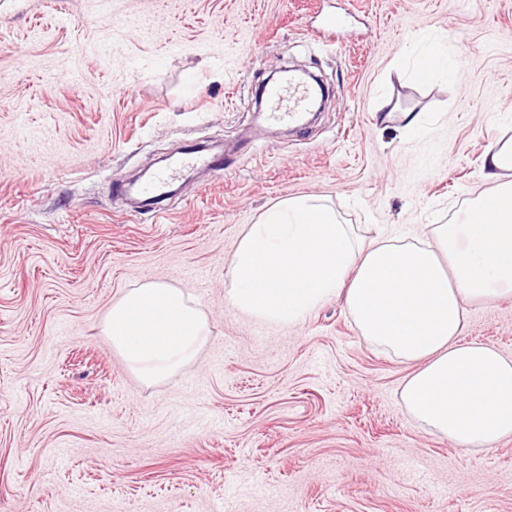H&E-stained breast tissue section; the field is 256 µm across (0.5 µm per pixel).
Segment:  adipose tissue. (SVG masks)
Segmentation results:
<instances>
[{"label":"adipose tissue","mask_w":512,"mask_h":512,"mask_svg":"<svg viewBox=\"0 0 512 512\" xmlns=\"http://www.w3.org/2000/svg\"><path fill=\"white\" fill-rule=\"evenodd\" d=\"M482 169L491 187L467 202L465 223L435 225L428 242L361 240L319 199L288 200L242 235L226 300L290 325L342 298L367 343L410 365L401 400L420 428L466 452L512 436V357L462 339L467 305L512 294V138ZM105 333L148 382L191 362L206 339L200 311L159 281L113 302Z\"/></svg>","instance_id":"1"}]
</instances>
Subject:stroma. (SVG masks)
I'll list each match as a JSON object with an SVG mask.
<instances>
[{
  "label": "stroma",
  "instance_id": "obj_1",
  "mask_svg": "<svg viewBox=\"0 0 512 512\" xmlns=\"http://www.w3.org/2000/svg\"><path fill=\"white\" fill-rule=\"evenodd\" d=\"M431 39L458 65L415 81ZM286 68L328 91L297 131L258 110ZM510 137L512 0H0V512H512V436L463 452L419 428L410 366L341 301L293 325L225 301L269 208L314 196L359 238L425 241ZM216 140L223 169L165 216L120 199ZM151 280L207 341L147 384L103 321ZM463 339L512 356V296L468 305Z\"/></svg>",
  "mask_w": 512,
  "mask_h": 512
}]
</instances>
